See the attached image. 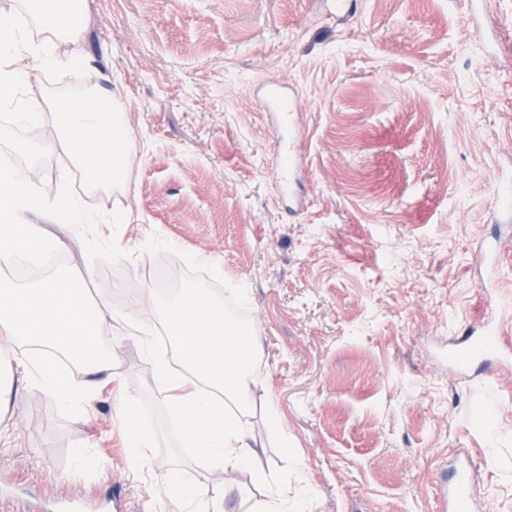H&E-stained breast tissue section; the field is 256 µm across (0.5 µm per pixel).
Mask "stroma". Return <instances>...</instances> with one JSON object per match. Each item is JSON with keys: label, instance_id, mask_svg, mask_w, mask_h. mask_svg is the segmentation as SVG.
Segmentation results:
<instances>
[{"label": "stroma", "instance_id": "stroma-1", "mask_svg": "<svg viewBox=\"0 0 512 512\" xmlns=\"http://www.w3.org/2000/svg\"><path fill=\"white\" fill-rule=\"evenodd\" d=\"M487 2L480 37L463 0H352L343 22L336 0H88L80 39L59 49L83 65L32 74L34 135L51 150L27 174L49 195L71 176L85 205L133 213L94 227L131 253L113 273L68 226H45L86 296L106 303L98 343L114 379L81 408L34 387L0 404V481L12 485L0 512H58L63 498L83 512H168L167 471L200 477L226 512L264 499L250 471L225 478L184 447L120 323L147 310L153 335H167L175 296L160 292L158 266L186 288L222 284L225 316L256 331L253 433L264 466H304L306 512H439L455 458L474 468L483 512H512V366L465 376L448 361L449 338L489 317L487 298L512 312V239L491 292L477 264L512 165V0ZM260 80L293 92L306 133L310 206L297 214L269 169ZM97 88L132 132L129 191L109 199L87 189L53 129L63 90ZM125 397L157 435L139 472L116 414ZM271 403L288 448L267 425ZM83 451L92 466L78 465Z\"/></svg>", "mask_w": 512, "mask_h": 512}]
</instances>
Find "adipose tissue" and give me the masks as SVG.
I'll return each instance as SVG.
<instances>
[{
    "instance_id": "obj_1",
    "label": "adipose tissue",
    "mask_w": 512,
    "mask_h": 512,
    "mask_svg": "<svg viewBox=\"0 0 512 512\" xmlns=\"http://www.w3.org/2000/svg\"><path fill=\"white\" fill-rule=\"evenodd\" d=\"M82 6V0H23L21 10L30 20L26 26L12 15L0 14V108L11 111L16 123L37 120L31 70L62 67L55 47L76 36L74 18ZM34 25L46 32V39L32 37ZM54 132L83 169L88 189L125 188L128 129L123 113L112 109L105 91L65 100L55 115ZM105 307L104 301L83 297L79 278L67 267L37 283L1 282L0 334L23 340L33 352L0 358V397L12 395L16 383L25 381L64 407L90 403L99 389V375L112 368L110 353L92 343ZM166 315L173 325L169 358L156 354L139 319L127 317L123 323L142 336L168 394L169 409L181 422L185 443L225 475L251 470L267 490L257 512H302L310 493L303 468L294 466L289 476L266 469L252 433L257 336L240 340L224 321L223 303L200 288L186 289ZM60 361L84 367L87 380L61 384L55 369ZM118 413L131 436L130 466L142 470L150 462L148 450L154 447L156 434L137 426L131 400H121ZM165 488L176 506L191 503L197 512H224L223 496L211 493L195 476L169 475Z\"/></svg>"
}]
</instances>
